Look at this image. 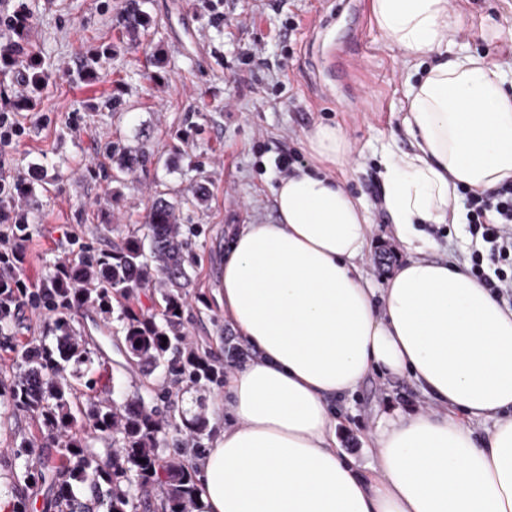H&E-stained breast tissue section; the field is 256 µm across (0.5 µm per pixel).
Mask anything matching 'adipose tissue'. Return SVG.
<instances>
[{"instance_id":"ef3b65f1","label":"adipose tissue","mask_w":512,"mask_h":512,"mask_svg":"<svg viewBox=\"0 0 512 512\" xmlns=\"http://www.w3.org/2000/svg\"><path fill=\"white\" fill-rule=\"evenodd\" d=\"M409 63L410 148L386 146L381 205L410 251L381 289L363 269L371 213L333 173L341 131L306 136L311 170L280 178L272 224H236L224 320L251 357L228 369L200 462L204 512H512V308L453 257L425 259L422 224H459L460 188L512 179V73L448 46V0H368ZM407 376L425 411L384 413L361 474L336 438V402L371 372ZM492 421L486 435L473 425Z\"/></svg>"}]
</instances>
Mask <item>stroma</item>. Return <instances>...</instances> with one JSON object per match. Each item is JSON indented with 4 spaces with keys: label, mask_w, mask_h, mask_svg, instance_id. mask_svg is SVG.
I'll return each instance as SVG.
<instances>
[{
    "label": "stroma",
    "mask_w": 512,
    "mask_h": 512,
    "mask_svg": "<svg viewBox=\"0 0 512 512\" xmlns=\"http://www.w3.org/2000/svg\"><path fill=\"white\" fill-rule=\"evenodd\" d=\"M23 7V34L5 20ZM148 23L137 39L125 32L129 7ZM466 34L449 37L450 48L512 63V41L494 28L512 24V0H453ZM0 39L33 55L49 73L32 108L17 112L25 132L0 156V179L23 184L18 200L27 218L23 232L25 277L40 281L79 248L100 251L148 220L157 197L180 203L188 246L184 325L190 346L208 363H225L238 345L218 300L227 230L235 224H270L277 215L273 190L280 178L276 158L284 152L306 158L305 134L318 124L338 127L350 159L335 174L372 215V247L363 260L373 287L390 274L378 256L388 244L396 261L407 258L378 200L380 151L388 141L410 144L402 127L407 83L416 81L402 54L373 28L367 0H0ZM101 59L97 76L82 79L86 55ZM363 100V111L353 109ZM145 151L147 161L119 175L110 148ZM207 200L196 204L198 186ZM425 255L466 260L471 241L466 225H428ZM55 315L23 304L0 326V499L25 504L26 512H55L48 484L29 480L44 455L25 444L46 432L34 413L20 411L11 396L23 372L20 356L39 342H52ZM73 331L86 341L91 365L77 383L81 407L106 399L113 381L118 397L157 402L181 430L180 447L162 459L201 458L210 431L190 433L186 414L213 419L224 397L223 382L172 386L168 365L151 375L127 360L117 314L90 309L70 314ZM405 377H367L344 413L337 438L360 469L371 459L364 447L380 413L429 408Z\"/></svg>",
    "instance_id": "stroma-1"
}]
</instances>
